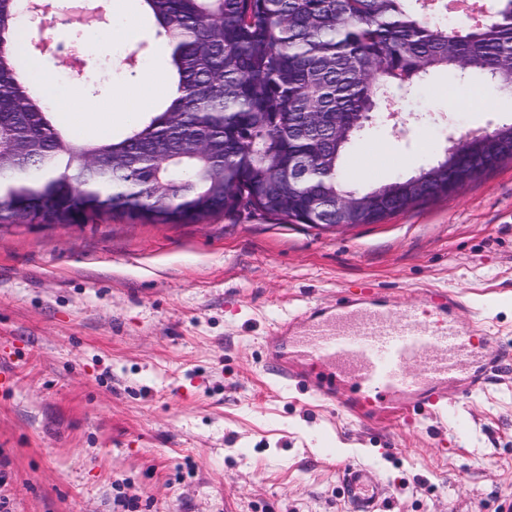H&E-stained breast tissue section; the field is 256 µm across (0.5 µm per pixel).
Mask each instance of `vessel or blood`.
Segmentation results:
<instances>
[{"label":"vessel or blood","mask_w":512,"mask_h":512,"mask_svg":"<svg viewBox=\"0 0 512 512\" xmlns=\"http://www.w3.org/2000/svg\"><path fill=\"white\" fill-rule=\"evenodd\" d=\"M373 289L343 295L339 305L306 309L289 316L267 342V357L282 382L307 381L316 396L335 401V381L314 378L311 365L327 359L354 386L352 407L378 416H412L422 410L443 417L452 406L448 381L460 372L463 354L479 350L472 336L462 335L456 320L459 300L436 290L431 300L435 322L423 321L416 311L394 317L374 303ZM425 363L421 377L408 375L409 362ZM352 512H378L387 488L371 465H351L342 473Z\"/></svg>","instance_id":"obj_1"}]
</instances>
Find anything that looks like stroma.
Wrapping results in <instances>:
<instances>
[{"mask_svg":"<svg viewBox=\"0 0 512 512\" xmlns=\"http://www.w3.org/2000/svg\"><path fill=\"white\" fill-rule=\"evenodd\" d=\"M66 72L75 39L51 0ZM133 45L111 23L89 38V81L61 91L160 106L136 54L168 50L134 0ZM440 75L398 97L406 126L377 125L350 156L349 183L375 187L428 166L451 140L512 122V98L484 83L455 111ZM377 289L395 314L429 316L427 292L467 308L484 356L512 353V164L379 224L324 230L261 215L81 226L0 223V501L7 512H350L344 466H375L380 512H512V362L470 391L465 363L447 419H360L343 403L283 387L268 370L276 320L342 290Z\"/></svg>","mask_w":512,"mask_h":512,"instance_id":"stroma-1","label":"stroma"}]
</instances>
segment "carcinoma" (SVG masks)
<instances>
[{
	"label": "carcinoma",
	"mask_w": 512,
	"mask_h": 512,
	"mask_svg": "<svg viewBox=\"0 0 512 512\" xmlns=\"http://www.w3.org/2000/svg\"><path fill=\"white\" fill-rule=\"evenodd\" d=\"M168 48L180 95L108 141L75 142L39 103L19 51L16 0H0V220L16 214L83 224L102 210L146 224H194L226 209L284 223L375 224L411 200L431 201L469 175L512 162L500 142L458 144L418 173L381 185L363 216L336 198L367 195L343 178L387 95L437 73L512 95V0L481 26L433 24L448 0H141ZM353 129L336 139V128ZM304 176L288 182V166Z\"/></svg>",
	"instance_id": "1"
}]
</instances>
